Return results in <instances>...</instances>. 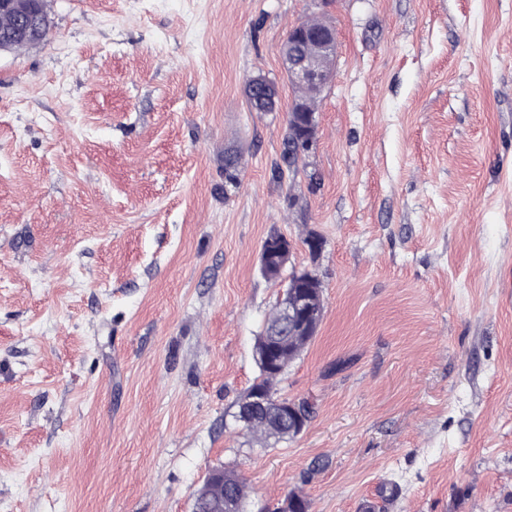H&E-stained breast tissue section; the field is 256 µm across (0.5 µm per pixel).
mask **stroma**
<instances>
[{
	"label": "stroma",
	"mask_w": 512,
	"mask_h": 512,
	"mask_svg": "<svg viewBox=\"0 0 512 512\" xmlns=\"http://www.w3.org/2000/svg\"><path fill=\"white\" fill-rule=\"evenodd\" d=\"M0 52V512H512V0H47ZM336 32L296 171L290 28ZM279 89L251 111L247 81ZM239 151L235 182L224 153ZM322 240L310 258L303 239ZM324 316L263 445L234 420L281 283ZM222 477L216 478L210 474L196 491L197 498H205L223 506L231 502L234 512H246L245 502L248 497L247 486L240 474L231 468H224Z\"/></svg>",
	"instance_id": "1"
}]
</instances>
